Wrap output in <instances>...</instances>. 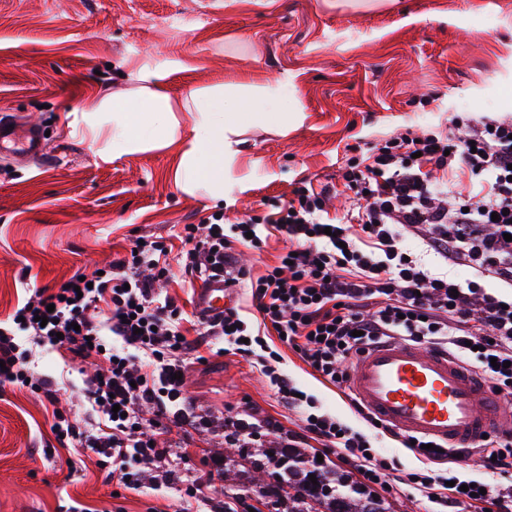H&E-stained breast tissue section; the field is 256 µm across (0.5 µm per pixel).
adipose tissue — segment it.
<instances>
[{"label": "adipose tissue", "instance_id": "adipose-tissue-1", "mask_svg": "<svg viewBox=\"0 0 512 512\" xmlns=\"http://www.w3.org/2000/svg\"><path fill=\"white\" fill-rule=\"evenodd\" d=\"M135 75L142 86L136 101L103 93L71 112L73 133L89 139L105 162L149 148H176V184L187 192L206 184L211 199L223 200L224 177L238 155L234 138L250 105L233 94L205 90L190 91L177 102L167 91L165 70L144 65ZM183 112L189 114V124H182Z\"/></svg>", "mask_w": 512, "mask_h": 512}]
</instances>
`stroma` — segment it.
Instances as JSON below:
<instances>
[{
  "mask_svg": "<svg viewBox=\"0 0 512 512\" xmlns=\"http://www.w3.org/2000/svg\"><path fill=\"white\" fill-rule=\"evenodd\" d=\"M139 65L167 70L173 99L188 90L235 86L263 112L302 109L280 134L262 119L245 125L224 200L188 194L173 158L156 148L100 161L67 116L100 93L134 97ZM286 81L277 100L258 88ZM46 132V153L25 163L0 153V322L33 288H59L129 250L140 236L171 246L168 296L195 317L199 283L179 264L184 225L223 215L232 224L298 187L341 185L346 148L413 129L445 128L451 113L512 116V0H0V107ZM220 339L187 367L183 422L169 426V455L126 489L92 453L75 460L51 430L55 407L84 419L79 361L33 347L29 371L54 382L56 403L0 386V512H178L180 490L210 468L208 512H280L287 490L255 473L224 441L238 412L298 430L254 358L224 353ZM281 368L318 406L355 427L364 422L335 387L321 383L289 348Z\"/></svg>",
  "mask_w": 512,
  "mask_h": 512,
  "instance_id": "35a3bbf8",
  "label": "stroma"
}]
</instances>
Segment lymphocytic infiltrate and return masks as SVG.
Returning a JSON list of instances; mask_svg holds the SVG:
<instances>
[{
	"label": "lymphocytic infiltrate",
	"instance_id": "1",
	"mask_svg": "<svg viewBox=\"0 0 512 512\" xmlns=\"http://www.w3.org/2000/svg\"><path fill=\"white\" fill-rule=\"evenodd\" d=\"M462 173L471 183L464 194L454 189ZM343 180L348 208L337 220L325 216L328 188L302 186L287 203L230 226L220 219L202 230L184 225L185 272L223 276L228 288L249 282L258 312L251 320L232 308L219 318H200V326L205 335L223 338L225 351L256 356L279 397L299 411L301 431L285 447L316 441L336 450L358 486L385 490L393 480L413 485L441 512L483 504L492 512H512V490L485 479L463 489L453 467L456 450L419 449L423 468L399 472L395 459L381 456L365 433L319 411L313 396L280 371L267 342L282 335L283 345L322 382L343 392L357 354L401 339L448 351L487 374L495 391L512 396V117L455 113L447 132L394 135L347 157ZM265 230L285 236L289 247L255 278L237 263L233 248L260 247ZM410 236L447 266L471 269L472 278L433 273L406 247ZM167 254L164 242L145 239L136 253L91 275L89 287L75 277L54 292L33 289L0 325L1 386L26 384L47 400L55 398L50 380L30 378L22 336L83 360L103 357L107 369L87 382L106 434L84 441L60 410L53 413L52 429L75 453L89 449L111 461L121 484L132 489L144 469L167 454L161 421L185 404L178 375L186 370V355L199 348L182 329L181 308L155 295L156 284L169 278ZM488 279L497 290L485 288ZM105 330L119 345H105ZM134 349L144 360L132 361ZM145 404L155 421L142 417ZM280 430L275 420L245 413L236 415L224 439L248 448ZM472 453L487 471L512 475L511 432L486 438Z\"/></svg>",
	"mask_w": 512,
	"mask_h": 512
}]
</instances>
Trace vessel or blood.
I'll return each mask as SVG.
<instances>
[{
  "instance_id": "1",
  "label": "vessel or blood",
  "mask_w": 512,
  "mask_h": 512,
  "mask_svg": "<svg viewBox=\"0 0 512 512\" xmlns=\"http://www.w3.org/2000/svg\"><path fill=\"white\" fill-rule=\"evenodd\" d=\"M41 156L45 142L37 128L0 122V150ZM199 309L223 313L224 283L206 280L196 291ZM491 381L476 368L443 352L392 340L358 355L350 385L363 404L390 427L407 435L468 448L495 429L512 428V401L489 393Z\"/></svg>"
}]
</instances>
